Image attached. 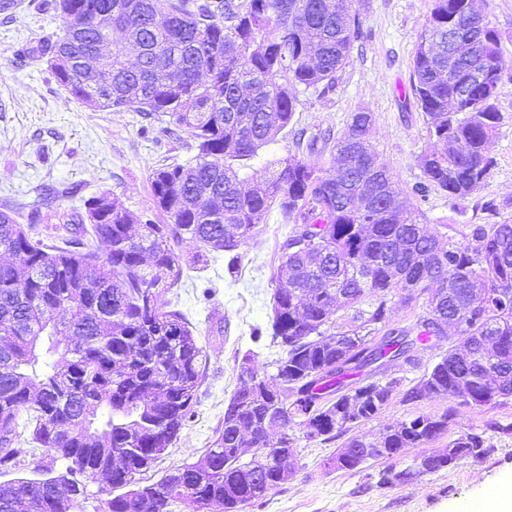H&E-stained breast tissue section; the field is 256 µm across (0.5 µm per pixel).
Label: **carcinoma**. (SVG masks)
Instances as JSON below:
<instances>
[{"mask_svg":"<svg viewBox=\"0 0 512 512\" xmlns=\"http://www.w3.org/2000/svg\"><path fill=\"white\" fill-rule=\"evenodd\" d=\"M473 0H434L419 35L409 82L437 149L422 159L425 196L433 186L465 200L488 178L490 146L502 121L496 99L470 82L487 68L499 87L503 63L490 23L478 27ZM63 35L33 51L65 50L51 64L57 81L84 103L187 131L197 154L154 169V204L167 220L138 216L102 192L85 212L62 214L68 235L48 244L17 221L24 206L0 205V470L17 466L22 443L47 449L59 467L0 482V512H75L100 480L111 495L106 512H240L284 483L282 461L294 456L296 429L330 443L343 436L350 463L379 459L355 429L378 418L395 395L413 404L454 398L482 407L512 398V224H468L455 239L426 229L404 208L393 175L368 139L372 114H351L332 147L336 175L303 159L268 162L262 187L241 177L244 162L288 129L301 91L335 88L363 32L354 0H58ZM112 14L121 46L103 51L88 22ZM136 56L130 66L127 54ZM97 62L87 86L77 59ZM293 222L279 272L306 294L278 288L271 342L282 354L261 383L282 378L286 392L244 386L224 408V429L200 464L170 469L140 484L194 416L207 359L191 322L166 309L163 295L183 268L205 267L209 254L246 245L272 208ZM200 244L190 258L184 238ZM106 244L105 255L96 243ZM426 297V315L410 341L373 333L391 323L390 302ZM342 305H336L337 297ZM451 328L455 344L411 386L344 379L369 360L392 353L408 364ZM452 413L418 414L380 431L390 464L378 484H410L454 463L494 451L486 432H463L448 450L407 461L448 433ZM252 430L264 447L239 454Z\"/></svg>","mask_w":512,"mask_h":512,"instance_id":"1","label":"carcinoma"}]
</instances>
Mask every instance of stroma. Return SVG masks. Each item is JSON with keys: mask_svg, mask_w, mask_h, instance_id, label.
Wrapping results in <instances>:
<instances>
[{"mask_svg": "<svg viewBox=\"0 0 512 512\" xmlns=\"http://www.w3.org/2000/svg\"><path fill=\"white\" fill-rule=\"evenodd\" d=\"M0 11V202H34L50 190L60 191L53 211L32 221L34 232L54 241L60 231L56 213L79 210L83 198L109 193L123 207L141 214L155 205L150 176L160 164L186 162L194 152L168 121L144 119L132 110L116 112L75 99L55 79L46 60L33 50L56 40L62 21L50 0H13ZM478 10L499 34L504 62L496 106L503 120L493 140L494 166L484 187L457 201L430 188L426 197L414 189L422 182L420 159L434 150L421 110L404 103L418 36L432 0H357L364 39L355 41L347 64L336 74V87L325 95L302 93L286 136L261 148L243 169L259 172L269 160L298 154L299 139L324 133L340 135L354 112L370 111V141L394 176L404 206L419 210L422 221L459 235L467 224H512V0H476ZM289 230L279 211H271L241 249L236 268L219 253L206 271L184 270L166 293L172 309L182 311L194 327L208 357L194 419L178 435L151 479L185 463L201 462L224 426V406L240 388L244 355L258 372L270 370L278 349L271 345L272 300L279 285L281 245ZM447 341L417 349L415 364L383 359L361 368L359 378L399 377L413 383L447 350ZM452 410L448 434L409 456L443 449L451 436L485 430L489 422L510 425V432H488L493 451L485 458L464 459L425 475L417 482L386 488L377 483L385 461L359 471L326 467L337 443L299 439L293 477L246 508L245 512H456L460 501L480 497L487 488L512 483V400L475 407L445 398L412 405L392 398L379 417L360 426L367 438L383 426L419 413Z\"/></svg>", "mask_w": 512, "mask_h": 512, "instance_id": "stroma-1", "label": "stroma"}]
</instances>
